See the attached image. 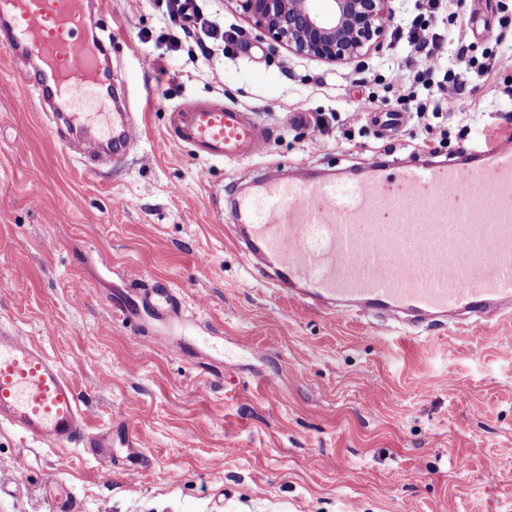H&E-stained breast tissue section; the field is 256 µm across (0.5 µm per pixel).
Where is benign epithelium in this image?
I'll return each instance as SVG.
<instances>
[{
  "mask_svg": "<svg viewBox=\"0 0 512 512\" xmlns=\"http://www.w3.org/2000/svg\"><path fill=\"white\" fill-rule=\"evenodd\" d=\"M271 47L328 62L351 61L383 44L394 17L392 0H325L327 16L310 0H230Z\"/></svg>",
  "mask_w": 512,
  "mask_h": 512,
  "instance_id": "7a95c632",
  "label": "benign epithelium"
}]
</instances>
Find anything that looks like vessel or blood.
Instances as JSON below:
<instances>
[{
    "label": "vessel or blood",
    "instance_id": "obj_1",
    "mask_svg": "<svg viewBox=\"0 0 512 512\" xmlns=\"http://www.w3.org/2000/svg\"><path fill=\"white\" fill-rule=\"evenodd\" d=\"M104 0H0V49L35 62L19 73L40 107L55 112L62 145L91 128L88 98L112 97L107 50L92 43L89 12ZM103 142L134 144L138 122L108 115ZM170 135L194 152L224 160L262 152L268 135L245 113L198 104L173 113ZM472 161L408 164L388 172L371 163L356 180L265 178L238 203L235 243L289 299L344 317L403 313L429 324L456 312L480 320L512 313V136L473 151ZM87 414L57 359L27 336L0 328V423L57 447L80 444L96 457L112 431H85Z\"/></svg>",
    "mask_w": 512,
    "mask_h": 512
}]
</instances>
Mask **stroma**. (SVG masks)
Wrapping results in <instances>:
<instances>
[{"label":"stroma","mask_w":512,"mask_h":512,"mask_svg":"<svg viewBox=\"0 0 512 512\" xmlns=\"http://www.w3.org/2000/svg\"><path fill=\"white\" fill-rule=\"evenodd\" d=\"M102 24L142 134L93 170L0 49V324L60 361L89 430L131 421L143 446L101 460L0 425V512H56L61 487L80 512H512V319L339 321L284 297L233 243L234 201L261 176L441 161L512 133V0H445L437 63L493 70L393 135L371 113L423 92L395 71L439 78L394 35L329 63L256 31L245 51L201 55L162 0H109ZM196 104L249 113L267 148L217 161L174 142L172 113ZM158 282L174 311L147 300Z\"/></svg>","instance_id":"35a3bbf8"}]
</instances>
